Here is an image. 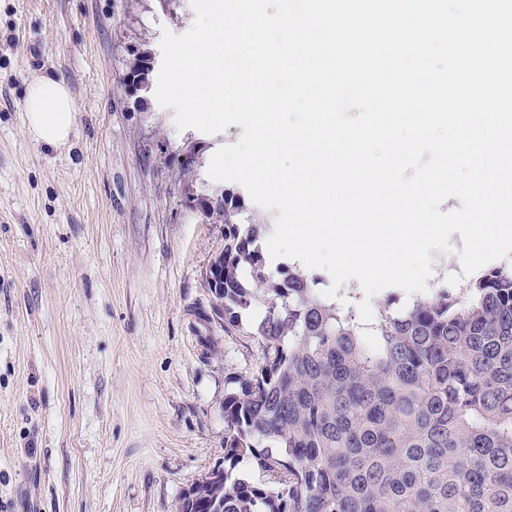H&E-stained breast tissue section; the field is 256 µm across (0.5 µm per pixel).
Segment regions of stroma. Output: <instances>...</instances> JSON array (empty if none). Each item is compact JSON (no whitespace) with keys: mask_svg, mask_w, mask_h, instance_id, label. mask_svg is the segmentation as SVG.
Wrapping results in <instances>:
<instances>
[{"mask_svg":"<svg viewBox=\"0 0 512 512\" xmlns=\"http://www.w3.org/2000/svg\"><path fill=\"white\" fill-rule=\"evenodd\" d=\"M190 0H0V512H179L224 459V396L262 359L214 311L204 272L224 227L181 203L176 169L243 129L177 131L126 81L161 62ZM63 81L77 106L63 146L25 127L28 82Z\"/></svg>","mask_w":512,"mask_h":512,"instance_id":"obj_1","label":"stroma"}]
</instances>
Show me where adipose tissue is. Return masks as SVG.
Here are the masks:
<instances>
[{
  "label": "adipose tissue",
  "instance_id": "obj_1",
  "mask_svg": "<svg viewBox=\"0 0 512 512\" xmlns=\"http://www.w3.org/2000/svg\"><path fill=\"white\" fill-rule=\"evenodd\" d=\"M27 130L40 142L60 146L70 139L77 107L69 87L52 77H40L27 86Z\"/></svg>",
  "mask_w": 512,
  "mask_h": 512
}]
</instances>
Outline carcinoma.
I'll return each instance as SVG.
<instances>
[{"label": "carcinoma", "mask_w": 512, "mask_h": 512, "mask_svg": "<svg viewBox=\"0 0 512 512\" xmlns=\"http://www.w3.org/2000/svg\"><path fill=\"white\" fill-rule=\"evenodd\" d=\"M241 209L232 194L205 211L224 225L213 296L232 323L261 311L262 361L224 397L222 472L180 512H512V267L465 300L444 282L398 311L392 294L364 323L319 276L269 272L273 225Z\"/></svg>", "instance_id": "cac0c4a2"}]
</instances>
